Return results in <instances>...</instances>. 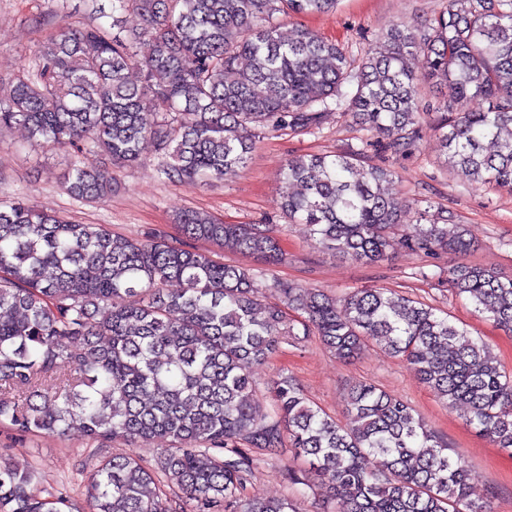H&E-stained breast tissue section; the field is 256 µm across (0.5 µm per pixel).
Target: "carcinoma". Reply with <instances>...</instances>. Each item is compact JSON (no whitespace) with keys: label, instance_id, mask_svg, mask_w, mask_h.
Wrapping results in <instances>:
<instances>
[{"label":"carcinoma","instance_id":"carcinoma-1","mask_svg":"<svg viewBox=\"0 0 512 512\" xmlns=\"http://www.w3.org/2000/svg\"><path fill=\"white\" fill-rule=\"evenodd\" d=\"M341 0H112V22H61L31 65L0 93V126L81 157L67 191L97 199L112 175L94 157L133 164L151 142L175 183L208 184L248 162L267 129L305 130L350 112L369 146L418 148L424 125L446 165L476 189L512 190V0H448L424 25L396 23L354 65L347 49L301 27L284 39L276 15L336 11ZM135 12L143 24L124 25ZM425 59L442 86L422 118L407 57ZM142 74L140 82L130 71ZM495 147L486 151L485 142ZM296 185L282 203L288 222L361 265L398 251L428 257L473 247L464 225L418 211L403 234L407 201L394 174L360 154L299 155L283 164ZM185 241L206 240L264 266L284 260L259 224H223L199 211L178 218ZM176 281L180 290L169 292ZM448 288L512 335V278L478 265L448 268ZM268 303L254 269L226 264L161 234L115 237L101 224H71L0 199V424L21 433L78 431L158 449L159 469L193 502L192 512H295L288 498L248 492L259 449L289 446L309 466L301 493L322 489L335 512H486L471 499L469 469L402 400L368 382L348 394L355 425L343 428L288 376L272 382L270 412L256 411L247 367L285 338L314 334L336 358L377 345L401 358L467 425L512 450V371L486 343L413 298L383 288L333 297L282 286ZM64 362L52 394L42 378ZM382 459L373 470L370 459ZM39 473L0 461V512H49ZM92 512H170L155 475L126 456L99 461L87 487Z\"/></svg>","mask_w":512,"mask_h":512}]
</instances>
